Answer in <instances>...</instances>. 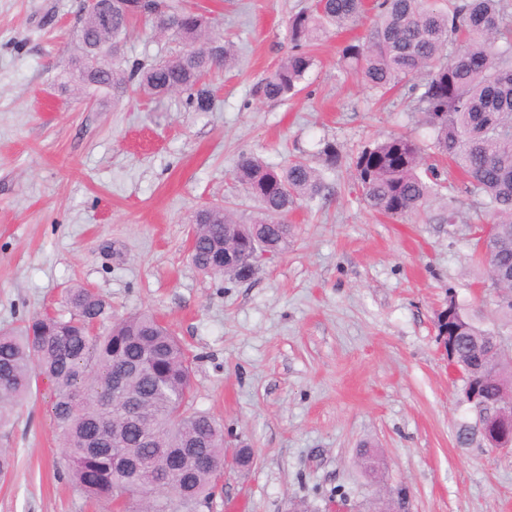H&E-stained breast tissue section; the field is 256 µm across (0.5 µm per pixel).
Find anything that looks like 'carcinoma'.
I'll list each match as a JSON object with an SVG mask.
<instances>
[{
  "label": "carcinoma",
  "instance_id": "carcinoma-1",
  "mask_svg": "<svg viewBox=\"0 0 512 512\" xmlns=\"http://www.w3.org/2000/svg\"><path fill=\"white\" fill-rule=\"evenodd\" d=\"M376 23L369 37L342 49L345 67L375 93L399 88L424 114L434 136L429 148L448 160L466 192L477 197L491 218L485 249L496 265H486L496 311L512 323V3L509 0H372ZM367 0H315L289 19L292 49L256 88L259 97L282 100L297 91L314 64L308 47L327 27L354 25ZM143 21L181 41L183 49L163 61L144 63L120 53L130 26ZM201 12L176 8L166 0H112V28L99 30L91 11L75 26L71 66L62 88L80 86L150 99L192 92L198 110L212 109L204 78L227 67L233 44L210 32ZM424 146L390 134L365 146L349 167L370 211L402 218L423 210L439 195L445 171L423 167ZM316 157L273 167L252 154L241 155L234 177L258 205L257 216L238 220L222 202L192 216L195 238L190 255L202 273L239 281L255 269L237 266L235 255L260 238L271 251H288L293 233L286 223L299 200H325V173L342 166L336 144L324 139ZM69 315L37 314L17 331H0V434L13 426L16 409L31 396L33 382L53 386V409L67 476L81 495L112 502L137 491L134 512H201L211 503L216 473L200 457L224 463L223 427L193 407L194 358L170 327L151 312L112 317L93 291L75 285L66 292ZM450 335L456 337V364L471 376L483 375L489 399L512 392V362L488 345L490 329L448 296ZM122 376L135 415L112 401V378ZM125 456L138 464L135 475L115 466ZM360 466L373 479L384 458L368 445Z\"/></svg>",
  "mask_w": 512,
  "mask_h": 512
}]
</instances>
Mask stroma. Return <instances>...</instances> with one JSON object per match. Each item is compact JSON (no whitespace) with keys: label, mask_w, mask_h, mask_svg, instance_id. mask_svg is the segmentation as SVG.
<instances>
[{"label":"stroma","mask_w":512,"mask_h":512,"mask_svg":"<svg viewBox=\"0 0 512 512\" xmlns=\"http://www.w3.org/2000/svg\"><path fill=\"white\" fill-rule=\"evenodd\" d=\"M237 51L205 83L212 111L187 94L120 102L62 91L84 0H0V329L65 309L68 288L94 290L114 314L149 310L188 346L197 408L224 426L227 463L208 512H287L288 502L346 500L356 512L407 493L409 512H512V452L460 442L471 416L437 319L456 297L512 335L472 260L475 202L463 184L420 214L392 219L362 203L348 168L328 201L299 203L286 253L238 282L191 263L189 220L214 200L242 221L257 205L234 180L243 154L285 164L335 140L343 155L374 139L433 137L402 92L378 98L341 60L373 14L315 44L295 96L259 98L256 85L291 50L290 17L312 0H181ZM178 45L136 24L128 60ZM457 212L442 222L445 203ZM53 390L33 386L0 446L15 469L0 480V512H110L63 472ZM386 461L364 476L357 450ZM253 463H234L240 448Z\"/></svg>","instance_id":"obj_1"}]
</instances>
